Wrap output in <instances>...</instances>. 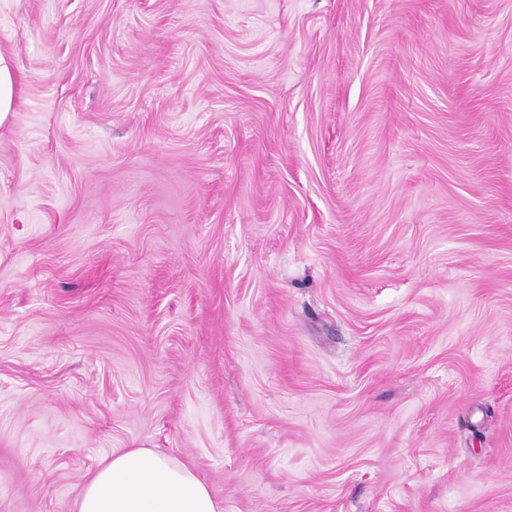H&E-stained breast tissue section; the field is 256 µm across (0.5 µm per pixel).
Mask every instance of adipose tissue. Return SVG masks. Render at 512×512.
Here are the masks:
<instances>
[{
  "instance_id": "adipose-tissue-1",
  "label": "adipose tissue",
  "mask_w": 512,
  "mask_h": 512,
  "mask_svg": "<svg viewBox=\"0 0 512 512\" xmlns=\"http://www.w3.org/2000/svg\"><path fill=\"white\" fill-rule=\"evenodd\" d=\"M76 512H223L195 470L150 448L113 449L84 484Z\"/></svg>"
}]
</instances>
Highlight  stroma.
<instances>
[{"mask_svg": "<svg viewBox=\"0 0 512 512\" xmlns=\"http://www.w3.org/2000/svg\"><path fill=\"white\" fill-rule=\"evenodd\" d=\"M0 53V512L116 448L512 512V0H0ZM15 76L0 53V122L9 112H15Z\"/></svg>", "mask_w": 512, "mask_h": 512, "instance_id": "1", "label": "stroma"}]
</instances>
